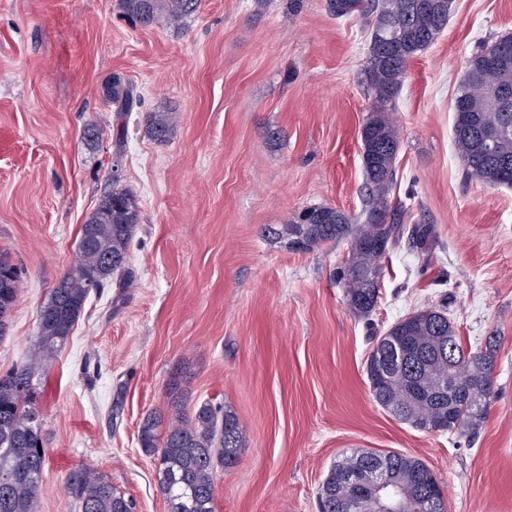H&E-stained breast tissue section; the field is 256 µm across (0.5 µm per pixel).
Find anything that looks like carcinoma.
I'll return each mask as SVG.
<instances>
[{"label":"carcinoma","mask_w":512,"mask_h":512,"mask_svg":"<svg viewBox=\"0 0 512 512\" xmlns=\"http://www.w3.org/2000/svg\"><path fill=\"white\" fill-rule=\"evenodd\" d=\"M195 0H121L124 13L142 26L162 14L178 21L194 9ZM452 0H330L338 17L355 12L366 19L369 39L367 82L378 106L361 129L367 199L361 224L348 213L319 205L301 211L296 220L273 230L289 243L309 251L346 240L348 258L336 268L350 312L369 319L379 299V260L402 241L419 250L422 262L432 228L408 224L410 211L388 205L396 181L399 150L397 128L386 104L397 94L409 62L429 48L448 26ZM512 36L481 48L468 61L454 101V149L467 178L490 186L512 187ZM106 101L122 117L139 103L135 88L114 77L105 84ZM148 135L167 140L172 131L168 112H150ZM496 133L494 154L482 147L485 132ZM140 221L138 199L112 188L82 225L78 258L51 290L39 311V331L31 357L0 377V512H34L42 488L46 454L37 410L38 381L64 348L86 301L112 283L123 288L133 277L130 247ZM21 282L17 267L0 255V332L16 305ZM496 344L463 347L448 312L423 307L399 319L374 338L367 362L373 400L397 421L414 429L472 437L482 427L493 392ZM462 381L454 389L452 378ZM174 409L169 420L154 411L140 423L138 442L153 458L158 486L168 512H214L218 471L232 468L244 445L238 415L221 404L204 402L191 412L178 410L180 398L170 389ZM387 460L388 480L401 493L406 512H446L439 500V483L421 459L398 452L376 453L351 448L336 458L320 487L321 512H351L361 498L362 512H374L363 494L366 475L379 458ZM64 490L79 512H132V504L112 489L102 474L87 467L72 469Z\"/></svg>","instance_id":"obj_1"}]
</instances>
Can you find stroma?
I'll return each instance as SVG.
<instances>
[{
	"label": "stroma",
	"mask_w": 512,
	"mask_h": 512,
	"mask_svg": "<svg viewBox=\"0 0 512 512\" xmlns=\"http://www.w3.org/2000/svg\"><path fill=\"white\" fill-rule=\"evenodd\" d=\"M508 35L512 0H452L388 105L400 137L390 199L433 225V264L419 271L404 245L383 257L368 329L335 276L349 242L301 252L272 232L310 206L363 208L360 131L375 98L361 17L336 18L328 0H197L142 27L120 0H0V254L21 270L0 375L27 359L103 194L116 184L140 204L132 286L89 298L41 378L35 512H78L63 485L82 465L134 512H167L137 434L169 411L173 382L187 407L222 404L246 428L215 512H318L330 464L352 448L424 461L447 512H512V188L466 180L453 147L467 62ZM115 76L143 99L121 119L102 95ZM158 111L174 117L162 144L145 132ZM431 304L465 347L497 339L494 398L470 439L402 424L370 393V331Z\"/></svg>",
	"instance_id": "35a3bbf8"
}]
</instances>
